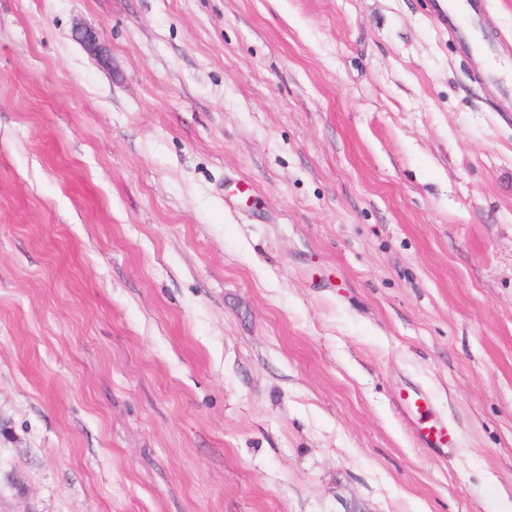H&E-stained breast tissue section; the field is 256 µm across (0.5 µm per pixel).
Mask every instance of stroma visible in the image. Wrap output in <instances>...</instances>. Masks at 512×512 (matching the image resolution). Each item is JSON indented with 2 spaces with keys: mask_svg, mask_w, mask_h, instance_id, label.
Returning <instances> with one entry per match:
<instances>
[{
  "mask_svg": "<svg viewBox=\"0 0 512 512\" xmlns=\"http://www.w3.org/2000/svg\"><path fill=\"white\" fill-rule=\"evenodd\" d=\"M459 24L0 0V512H504L512 94ZM401 409L407 415H414V433L419 443L426 448H446L452 445L456 434L448 425L432 417L428 419L429 401L418 392L404 399Z\"/></svg>",
  "mask_w": 512,
  "mask_h": 512,
  "instance_id": "stroma-1",
  "label": "stroma"
}]
</instances>
